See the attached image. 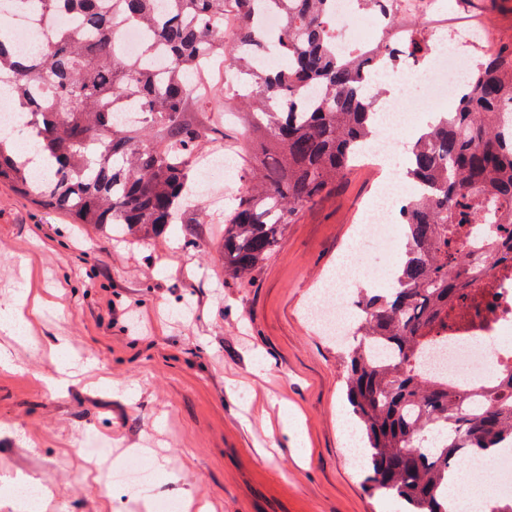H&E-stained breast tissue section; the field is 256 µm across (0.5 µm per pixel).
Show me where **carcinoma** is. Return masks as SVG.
Masks as SVG:
<instances>
[{
    "instance_id": "obj_1",
    "label": "carcinoma",
    "mask_w": 512,
    "mask_h": 512,
    "mask_svg": "<svg viewBox=\"0 0 512 512\" xmlns=\"http://www.w3.org/2000/svg\"><path fill=\"white\" fill-rule=\"evenodd\" d=\"M40 18L76 12L52 34L46 57L23 56L0 14V87L31 116L28 129L54 160L43 168L24 157L14 136L0 134V185L61 212L89 232L150 244L183 225L196 245L202 221L184 207L200 149L224 139L208 120L212 87L195 75L224 60L225 94L248 112L256 140L240 145L256 166L240 168L246 188L224 217L213 247L225 275L243 281L272 253L300 211L328 194L375 136L373 76L401 57L427 55L418 38L379 40L354 53L336 51L329 0H16ZM279 13L270 35L261 10ZM238 16L235 39L224 41V12ZM151 31L139 54L124 56L115 28ZM270 49L287 59L257 73L253 58ZM136 105L139 120L117 114ZM512 106V47L483 57L455 107L440 112L408 148L404 176L423 195L399 216L406 247L398 288L365 294L359 341L341 357L347 400L359 434L370 489L405 505V512H448V473L462 456L491 453L512 441V374L503 395L482 408L448 378L427 374L425 353L443 340L448 304L463 297V224H501L512 240V128L498 113Z\"/></svg>"
}]
</instances>
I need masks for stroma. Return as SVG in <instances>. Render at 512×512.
Returning a JSON list of instances; mask_svg holds the SVG:
<instances>
[{
  "label": "stroma",
  "instance_id": "obj_1",
  "mask_svg": "<svg viewBox=\"0 0 512 512\" xmlns=\"http://www.w3.org/2000/svg\"><path fill=\"white\" fill-rule=\"evenodd\" d=\"M512 44V0H463ZM379 182L352 170L305 207L241 285L211 248L224 231L205 217L200 247L174 229L155 245L67 223L0 189V306L19 287L45 305L32 342L0 332V512L15 474L64 491L81 454L107 461L131 448L163 457L161 498L201 497L217 512H390L349 462L346 387L335 342L304 315L316 285L355 244ZM88 372L54 386V351ZM295 430L283 432L284 418ZM82 495L46 512H144L143 498L85 478Z\"/></svg>",
  "mask_w": 512,
  "mask_h": 512
}]
</instances>
